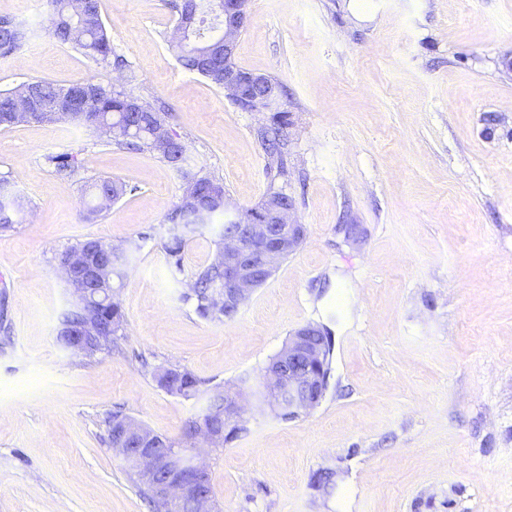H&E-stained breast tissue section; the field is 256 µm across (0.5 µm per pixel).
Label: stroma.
<instances>
[{"mask_svg":"<svg viewBox=\"0 0 512 512\" xmlns=\"http://www.w3.org/2000/svg\"><path fill=\"white\" fill-rule=\"evenodd\" d=\"M172 3L100 0L119 74L55 39L45 0H0L28 35L0 58V91L117 78L162 102L186 146L179 170L76 122L0 127V177L28 205L0 231V512H149L107 412L182 438L206 390L258 382L310 323L332 332L328 390L295 420L249 408L206 452L221 512H512V0H249L235 62L283 87L306 232L224 322L184 299L223 217L178 264L165 217L187 172L258 204L270 115L180 66ZM66 154L62 177L48 158ZM104 177L127 192L92 220ZM88 238L131 249L119 348L90 360L56 341L72 302L58 259ZM171 365L201 394L161 389L152 370Z\"/></svg>","mask_w":512,"mask_h":512,"instance_id":"obj_1","label":"stroma"}]
</instances>
